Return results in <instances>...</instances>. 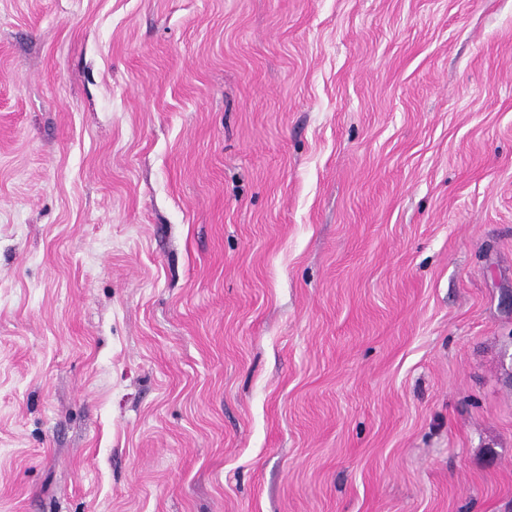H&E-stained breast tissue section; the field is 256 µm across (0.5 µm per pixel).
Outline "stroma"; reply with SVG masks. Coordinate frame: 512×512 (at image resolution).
<instances>
[{"mask_svg": "<svg viewBox=\"0 0 512 512\" xmlns=\"http://www.w3.org/2000/svg\"><path fill=\"white\" fill-rule=\"evenodd\" d=\"M0 512H512V0H0Z\"/></svg>", "mask_w": 512, "mask_h": 512, "instance_id": "35a3bbf8", "label": "stroma"}]
</instances>
